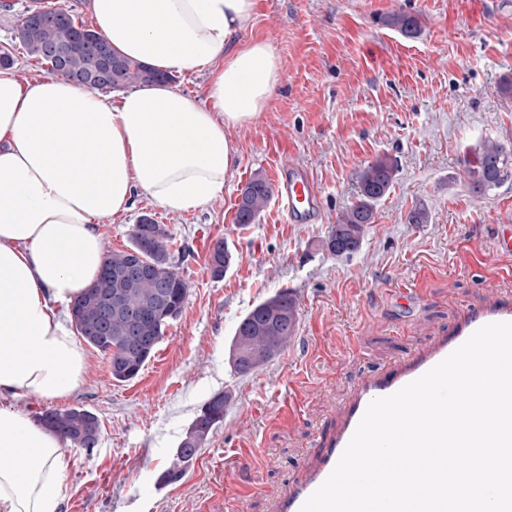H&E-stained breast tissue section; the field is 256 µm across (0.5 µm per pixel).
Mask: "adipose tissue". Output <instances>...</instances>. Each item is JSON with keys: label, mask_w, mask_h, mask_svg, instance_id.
<instances>
[{"label": "adipose tissue", "mask_w": 512, "mask_h": 512, "mask_svg": "<svg viewBox=\"0 0 512 512\" xmlns=\"http://www.w3.org/2000/svg\"><path fill=\"white\" fill-rule=\"evenodd\" d=\"M98 32L154 70L207 72L205 100L165 83L113 100L62 76L0 69V397L57 399L86 355L60 308L99 275V223L136 195L169 212L208 206L231 176L229 133L281 81L269 44L240 42L254 0H90ZM69 460L28 414L0 408V512H57Z\"/></svg>", "instance_id": "adipose-tissue-1"}]
</instances>
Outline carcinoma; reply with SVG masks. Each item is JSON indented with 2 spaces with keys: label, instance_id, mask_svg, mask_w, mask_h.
I'll return each instance as SVG.
<instances>
[{
  "label": "carcinoma",
  "instance_id": "obj_1",
  "mask_svg": "<svg viewBox=\"0 0 512 512\" xmlns=\"http://www.w3.org/2000/svg\"><path fill=\"white\" fill-rule=\"evenodd\" d=\"M41 19L33 24L24 15L14 29V43L44 67L50 75L68 79L83 78L95 66L96 49L107 41L90 26L76 22L73 15L54 8L39 10ZM388 23L407 37L420 32L416 16L399 12ZM59 46L64 50L62 66H56L48 49ZM120 65L117 83H93L102 91H120L159 79H170L132 59L109 53ZM505 144L485 140L472 151L473 158L465 160L464 175L476 194L499 187L504 180ZM398 166L386 158L367 165L357 175L358 191L354 201L341 213L323 241L331 254L350 256L358 251L365 226L373 223L375 205L396 181ZM273 196L269 181L255 174L242 189L237 205L236 221L242 226L252 224ZM170 238L163 225L156 221L137 224L130 245L123 250L107 253L105 264L93 282L70 306L73 323L82 339L108 355L112 378L127 382L138 376L155 354L163 339L165 328L183 311L191 285L181 271L182 260L169 249ZM146 272L132 277L129 270L135 255ZM233 254L220 239L210 252L209 265L215 278L224 276ZM116 305L112 321L100 317L99 300ZM298 306L286 291H279L256 304L237 324L230 344L233 372L248 377L278 357L296 335ZM226 394L218 392L203 405L200 414L190 424L169 467L162 473L161 482L181 479L193 461L185 449H201L210 435L224 424ZM37 423L58 435L72 448H94L100 438V423L91 411L78 407L66 410L48 409L37 416Z\"/></svg>",
  "mask_w": 512,
  "mask_h": 512
}]
</instances>
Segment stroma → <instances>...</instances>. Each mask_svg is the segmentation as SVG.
<instances>
[{
	"instance_id": "1",
	"label": "stroma",
	"mask_w": 512,
	"mask_h": 512,
	"mask_svg": "<svg viewBox=\"0 0 512 512\" xmlns=\"http://www.w3.org/2000/svg\"><path fill=\"white\" fill-rule=\"evenodd\" d=\"M0 8V47L21 79L44 70L11 37L23 15L45 4L92 24L88 0H9ZM420 19L417 37L387 25L392 14ZM242 42L271 45L282 62L266 109L231 133L236 166L204 209L170 213L147 200L103 220L107 250L124 249L141 215L165 225L191 289L137 378L113 380L106 355L85 346L87 367L69 396L10 399L37 416L82 407L101 425L96 448L68 449L59 512H269L266 494L288 478L333 408L362 373L419 347L496 281L471 266L491 251L497 225L512 224V180L474 194L463 173L474 146L512 143V0H255ZM399 173L376 205L359 250L322 247L375 159ZM309 170L322 200L316 224H290L271 199L253 224L237 204L254 174L284 162ZM428 221L411 224L412 209ZM224 240L234 260L214 278L209 254ZM293 291L298 328L288 349L253 375L235 376L228 348L255 304ZM229 392L224 424L177 483L160 485L201 406Z\"/></svg>"
}]
</instances>
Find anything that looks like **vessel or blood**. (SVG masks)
<instances>
[{"label": "vessel or blood", "mask_w": 512, "mask_h": 512, "mask_svg": "<svg viewBox=\"0 0 512 512\" xmlns=\"http://www.w3.org/2000/svg\"><path fill=\"white\" fill-rule=\"evenodd\" d=\"M287 221L312 224L322 217L320 196L310 172L297 164L281 165L274 174ZM512 254V226L498 225L491 254H479L477 266L491 258ZM495 322H512V296L489 290L476 305L461 308L452 326L386 368H377L354 382L349 396L334 411L331 430L318 436L314 448L303 455L295 479L273 492L271 512H300L302 505L329 477L353 436L368 404L389 396L416 380L461 346L477 329Z\"/></svg>", "instance_id": "obj_1"}]
</instances>
